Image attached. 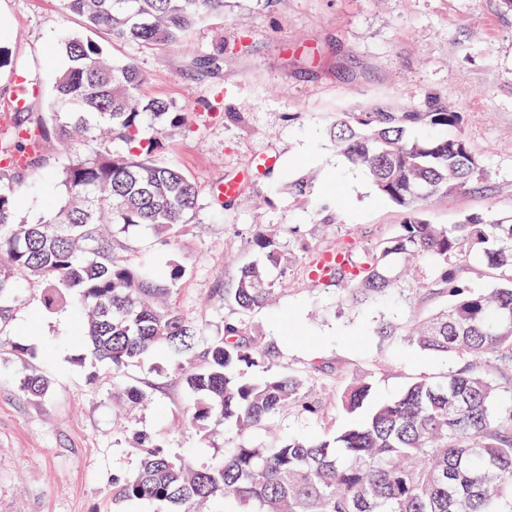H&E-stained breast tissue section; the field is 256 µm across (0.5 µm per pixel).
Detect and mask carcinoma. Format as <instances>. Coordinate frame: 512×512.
Returning <instances> with one entry per match:
<instances>
[{
  "label": "carcinoma",
  "instance_id": "obj_1",
  "mask_svg": "<svg viewBox=\"0 0 512 512\" xmlns=\"http://www.w3.org/2000/svg\"><path fill=\"white\" fill-rule=\"evenodd\" d=\"M91 29L114 40L176 44L196 25L224 12V0H63ZM65 64L54 85L57 109L47 115L60 143L109 136L124 154L77 152L63 169L65 198L38 224H22L14 188H0V325L10 321L21 283L48 286L47 303L71 294L79 314L74 341L86 355L126 371L153 355L178 363L194 396L186 425L203 436L267 428L290 408L314 413L307 401L312 375L282 374L276 348L249 333L248 318L275 291L271 270L288 262L279 237L255 238L260 258L241 268L221 300L238 318L208 338L171 297L186 267L132 266L116 238L146 227L163 242L200 209L195 183L155 159L162 141L186 127L188 113L163 99L142 97L143 74L115 62L84 34L60 41ZM461 113L433 94L420 107L341 112L327 130L347 163L366 172L375 189L405 219L389 238L365 249L336 250L317 282L348 292L356 304L397 285L402 265L429 261L437 291L448 288V264L466 248L498 276L486 294L458 293L446 307L406 331L407 342L453 361L442 376H422L395 396L378 399L363 376L347 378L336 408L351 419L330 439L290 436L271 445L238 442L224 457L194 468L147 439L131 475L112 479V500L165 503L170 512H201L216 498L235 499L244 512H508L512 508V403L499 398L496 375L512 370V219L469 216L433 224L430 199L465 190L481 172L461 134ZM155 135L145 136L144 128ZM249 369L261 372L246 376ZM51 382L38 373L20 392L45 396Z\"/></svg>",
  "mask_w": 512,
  "mask_h": 512
}]
</instances>
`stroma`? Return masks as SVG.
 <instances>
[{
	"instance_id": "obj_1",
	"label": "stroma",
	"mask_w": 512,
	"mask_h": 512,
	"mask_svg": "<svg viewBox=\"0 0 512 512\" xmlns=\"http://www.w3.org/2000/svg\"><path fill=\"white\" fill-rule=\"evenodd\" d=\"M81 17L61 0H0V49L10 66L0 69V150L14 144L9 103L13 77L29 73L40 93L27 107L49 112L62 58L64 34L84 31ZM110 56L133 62L145 75L142 93L187 109L183 132L166 141L160 162L195 183L203 205L170 247L148 231L122 240L131 263L171 256L186 264L177 306L191 321L217 332L235 319L218 290L232 287L242 266L258 259L256 234L281 232L288 262L272 276V301L251 313L253 335L274 343L281 368L312 372L310 401L321 410H290L280 433L331 436L348 423L334 396L344 377L361 374L377 396L390 398L412 377L439 376L449 360L420 352L404 336H379L425 318L453 300L492 285L475 255L448 268V290L433 295L422 277L365 305L343 299L308 276L311 253L356 239L369 248L394 234L403 212L382 197L369 177L349 168L326 132L340 112H364L378 100L418 106L438 93L463 115L462 133L482 161L469 189L432 198L426 214L451 225L491 213L512 217V8L503 0H224V13L192 28L182 43L147 45L110 41ZM224 49L221 67H194L192 58ZM45 165L17 187L16 213L37 224L59 206L61 171L71 156L54 134L42 143ZM268 151L279 159L262 174L253 159ZM311 174L313 189L297 198L284 173ZM238 183V196L218 201L215 184ZM40 284L23 283L12 320L0 327V512H163L138 500L112 501V479L134 473L135 438L147 435L199 464L220 456L223 435L202 441L184 423L192 397L174 367L156 373V359L130 368L131 378L152 383L146 403L127 406L120 380L103 365L79 363L69 337L76 308L46 310ZM25 345L16 354L10 343ZM52 380L47 396L19 391L31 371Z\"/></svg>"
}]
</instances>
